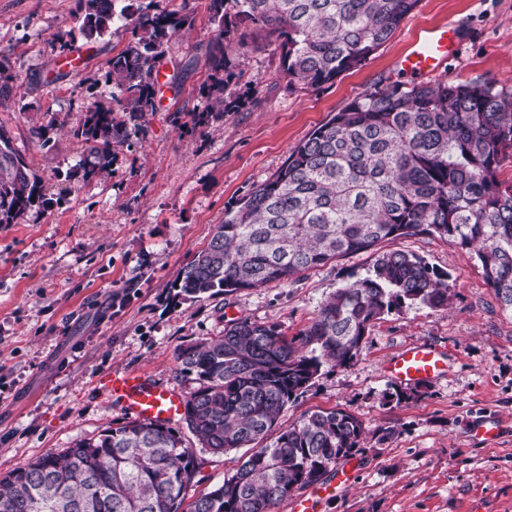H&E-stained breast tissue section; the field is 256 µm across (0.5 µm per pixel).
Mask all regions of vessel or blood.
<instances>
[{"instance_id":"vessel-or-blood-1","label":"vessel or blood","mask_w":512,"mask_h":512,"mask_svg":"<svg viewBox=\"0 0 512 512\" xmlns=\"http://www.w3.org/2000/svg\"><path fill=\"white\" fill-rule=\"evenodd\" d=\"M459 40L455 25L445 23L418 32L399 67L409 72L432 73L446 63ZM448 362L437 349L419 345L398 351L387 362V378L406 384L426 383L446 373ZM102 391L111 398L123 400L130 412L142 420H169L182 415L184 399L132 372H109L99 379Z\"/></svg>"}]
</instances>
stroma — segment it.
<instances>
[{
	"label": "stroma",
	"instance_id": "obj_1",
	"mask_svg": "<svg viewBox=\"0 0 512 512\" xmlns=\"http://www.w3.org/2000/svg\"><path fill=\"white\" fill-rule=\"evenodd\" d=\"M194 18L159 66L163 87L111 176L82 179L71 129L93 103H110L103 75L131 39L114 25L96 42L75 38L60 56L57 33L77 29L76 0H0V59L16 80L0 98V128L43 180L48 205L0 224V475L31 459L130 420L97 386L107 372H135L189 395L196 386L178 348L215 337L227 321L278 324L297 338L322 303L366 276L375 256L348 254L292 282L187 300L175 288L227 210L269 180L291 150L375 86L409 85L396 63L421 29L456 24L462 41L443 70L455 82L495 80L512 90V0H420L391 39L361 68L319 88L289 87L276 36L260 31L235 62L234 88L246 103L211 110L208 54L216 27L208 0H155ZM208 111L204 126L192 115ZM59 116L52 146L32 130ZM382 251L423 257L448 276V306L421 303L372 323L357 358L323 366L282 411L278 425L318 410L346 411L363 423L360 449L323 476L332 491L320 512H512V311L500 306L474 254L432 235L383 242ZM443 351L447 373L405 386L385 377L400 349ZM491 430L477 435L478 427ZM186 502L233 475L244 449L213 454ZM350 475L336 481L338 469Z\"/></svg>",
	"mask_w": 512,
	"mask_h": 512
}]
</instances>
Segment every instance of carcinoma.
Masks as SVG:
<instances>
[{
    "label": "carcinoma",
    "mask_w": 512,
    "mask_h": 512,
    "mask_svg": "<svg viewBox=\"0 0 512 512\" xmlns=\"http://www.w3.org/2000/svg\"><path fill=\"white\" fill-rule=\"evenodd\" d=\"M420 0H209L224 44L208 57L207 96L230 112L238 99L231 56L256 30L279 39L288 85L318 88L364 65ZM80 34L100 38L120 20L131 30L104 82L118 94L89 106L74 130L83 179L112 173L117 148L139 138L156 111L158 65L174 36L193 25L153 3L116 11L114 0H77ZM15 80L0 61V97ZM512 148V93L492 80L375 87L297 144L270 180L242 198L207 247L184 268L180 294L196 299L295 280L349 253L417 234L475 253L498 300L512 309V185L498 170ZM47 199L38 175L0 128V224H15ZM448 306V275L402 251L377 255L372 271L333 293L299 337L240 318L218 337L181 346L177 360L198 386L184 420L214 454L259 442L286 404L325 364L346 366L371 323L405 304ZM363 423L317 411L256 448L189 512H273L359 449ZM201 462L164 420L133 419L39 456L0 476V512H184Z\"/></svg>",
    "instance_id": "1"
}]
</instances>
